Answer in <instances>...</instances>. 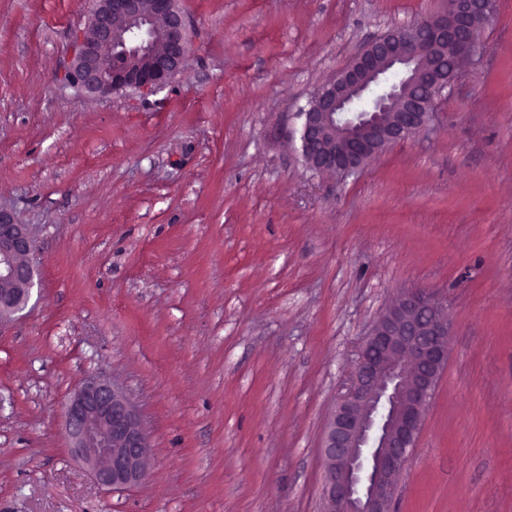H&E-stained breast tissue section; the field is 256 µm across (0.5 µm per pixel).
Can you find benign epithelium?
<instances>
[{
	"label": "benign epithelium",
	"mask_w": 512,
	"mask_h": 512,
	"mask_svg": "<svg viewBox=\"0 0 512 512\" xmlns=\"http://www.w3.org/2000/svg\"><path fill=\"white\" fill-rule=\"evenodd\" d=\"M497 7L498 0H448L442 13L368 43L302 112L309 167L346 176L412 137L476 51ZM189 47L178 0H91L88 33L78 38L64 79L99 97L157 91L183 70ZM34 250L28 225L0 207V320L29 299ZM452 329L448 303L428 289L403 292L374 322L325 429L323 512H389L448 365ZM63 418L72 457L100 488L146 482L150 432L119 386L100 375L85 378L64 403Z\"/></svg>",
	"instance_id": "benign-epithelium-1"
}]
</instances>
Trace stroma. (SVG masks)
Returning a JSON list of instances; mask_svg holds the SVG:
<instances>
[{
    "label": "stroma",
    "mask_w": 512,
    "mask_h": 512,
    "mask_svg": "<svg viewBox=\"0 0 512 512\" xmlns=\"http://www.w3.org/2000/svg\"><path fill=\"white\" fill-rule=\"evenodd\" d=\"M448 0H181L191 51L151 95L60 81L88 0H0V206L38 270L0 322V512H320L327 419L378 317L448 303V366L390 512H512V0L430 121L349 176L299 114ZM123 389L148 481L108 492L61 410Z\"/></svg>",
    "instance_id": "35a3bbf8"
}]
</instances>
